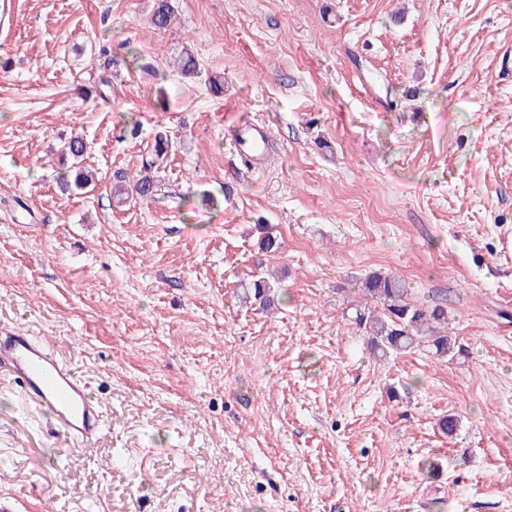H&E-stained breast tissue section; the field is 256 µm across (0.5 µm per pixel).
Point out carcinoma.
I'll return each mask as SVG.
<instances>
[{
  "instance_id": "carcinoma-1",
  "label": "carcinoma",
  "mask_w": 512,
  "mask_h": 512,
  "mask_svg": "<svg viewBox=\"0 0 512 512\" xmlns=\"http://www.w3.org/2000/svg\"><path fill=\"white\" fill-rule=\"evenodd\" d=\"M174 17V6L171 0H155L151 22L152 25L164 30L168 28ZM177 68L187 78L197 76V61L189 49L182 51L177 60ZM172 148L168 136L159 133L151 144V160L145 168H159ZM87 145L80 136H72L64 145L63 169L58 176V183L66 192L87 190L94 182L92 171L83 166ZM159 190L157 180L146 174L131 183L126 177L119 175L112 186V196L120 203L134 198L148 200ZM259 233L260 249L267 253H276L281 247L278 238L266 225H256ZM277 281L265 276H258L240 285V299L245 304H258L268 309L274 304V288ZM362 293L374 302L358 305L352 317L356 330L367 337V344L373 353L386 357L390 354L405 353L421 344H429L435 353L446 356L453 348L451 338L440 330V325L448 319L447 308L442 304L425 305L413 300L406 282L392 274L373 273L362 281ZM383 307L378 312L377 306Z\"/></svg>"
}]
</instances>
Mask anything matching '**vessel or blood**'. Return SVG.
I'll return each mask as SVG.
<instances>
[{
  "instance_id": "vessel-or-blood-1",
  "label": "vessel or blood",
  "mask_w": 512,
  "mask_h": 512,
  "mask_svg": "<svg viewBox=\"0 0 512 512\" xmlns=\"http://www.w3.org/2000/svg\"><path fill=\"white\" fill-rule=\"evenodd\" d=\"M267 131L263 123L243 126L234 144L250 153L254 165L266 158ZM0 368L18 382L28 399L45 407L56 429L76 446L90 441L102 428V408L85 380L60 356L28 330L15 327L0 335Z\"/></svg>"
}]
</instances>
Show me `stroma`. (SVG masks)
Wrapping results in <instances>:
<instances>
[{
  "label": "stroma",
  "mask_w": 512,
  "mask_h": 512,
  "mask_svg": "<svg viewBox=\"0 0 512 512\" xmlns=\"http://www.w3.org/2000/svg\"><path fill=\"white\" fill-rule=\"evenodd\" d=\"M12 2L0 328L45 340L104 418L69 446L0 371V499L512 512V0H172L165 31L155 0ZM185 45L192 79L168 65ZM246 119L272 138L261 171L232 149ZM159 132L156 198L117 203L115 174L139 178ZM75 134L98 182L69 195ZM373 272L447 306L448 356L370 355L347 307ZM261 274L280 279L270 311L237 298Z\"/></svg>",
  "instance_id": "1"
}]
</instances>
